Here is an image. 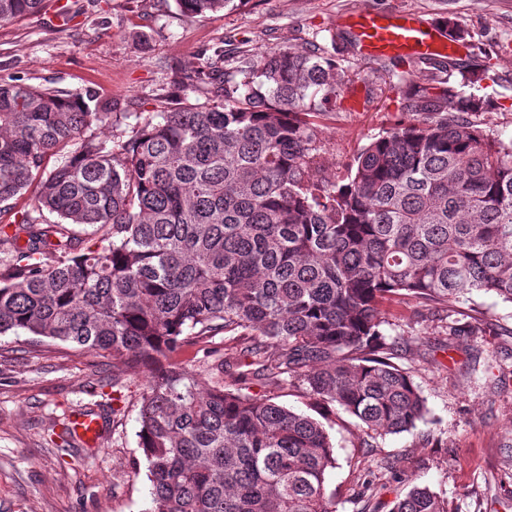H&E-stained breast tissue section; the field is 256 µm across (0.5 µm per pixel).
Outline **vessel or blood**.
Masks as SVG:
<instances>
[{
	"instance_id": "obj_1",
	"label": "vessel or blood",
	"mask_w": 512,
	"mask_h": 512,
	"mask_svg": "<svg viewBox=\"0 0 512 512\" xmlns=\"http://www.w3.org/2000/svg\"><path fill=\"white\" fill-rule=\"evenodd\" d=\"M340 25L362 56L462 59L468 54L445 23L426 20L413 10H350Z\"/></svg>"
}]
</instances>
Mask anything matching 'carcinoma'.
<instances>
[{
    "label": "carcinoma",
    "instance_id": "1",
    "mask_svg": "<svg viewBox=\"0 0 512 512\" xmlns=\"http://www.w3.org/2000/svg\"><path fill=\"white\" fill-rule=\"evenodd\" d=\"M45 2L0 0V24ZM230 2L176 5L204 16ZM217 55L229 70L180 78L204 101L157 112L0 82V335L109 353L143 375L147 512H335L325 423L247 389L285 382L341 408L363 448L414 433L429 410L393 361L382 304H512V138L485 136L464 117L484 104L432 72L405 97L429 121L374 138L331 184L317 118L336 96L334 56ZM220 335L242 347L203 386L179 354ZM392 512L450 510L424 486Z\"/></svg>",
    "mask_w": 512,
    "mask_h": 512
}]
</instances>
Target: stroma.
Masks as SVG:
<instances>
[{
	"instance_id": "35a3bbf8",
	"label": "stroma",
	"mask_w": 512,
	"mask_h": 512,
	"mask_svg": "<svg viewBox=\"0 0 512 512\" xmlns=\"http://www.w3.org/2000/svg\"><path fill=\"white\" fill-rule=\"evenodd\" d=\"M65 17L41 12L0 26V80L62 91L89 90L99 102L121 100L131 112L157 111L160 98L196 101L178 85L182 73L214 59L224 42L254 58L280 48L335 46L334 110L319 121L327 179L343 184L359 152L385 129L420 122L404 91L422 77L403 60L359 58L336 19L351 8L417 9L451 21L487 71L464 95L483 100L474 120L492 137H512V0H232L224 10L189 17L175 0H66ZM397 362L427 400L415 433L362 448L355 421L337 412L327 425L337 465L327 487L336 512H361L367 474L382 487L380 512L396 496L426 486L450 512H512V304L479 293L452 310L424 309L411 298L384 307ZM482 322L472 336L451 325ZM112 380V359L28 336H0V512H144L149 501L137 445L141 374L123 376L116 413L79 459L62 462L46 443L61 418L93 403L92 383Z\"/></svg>"
}]
</instances>
